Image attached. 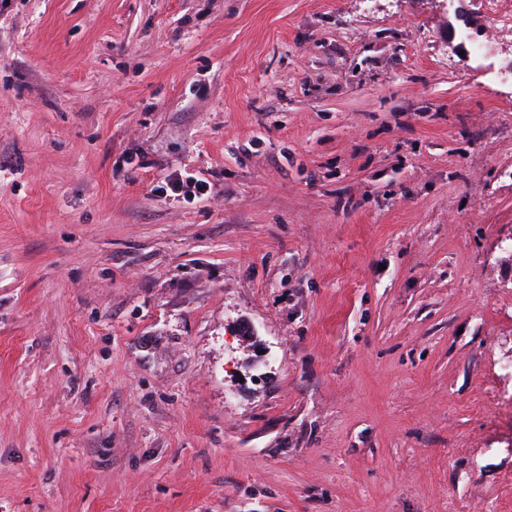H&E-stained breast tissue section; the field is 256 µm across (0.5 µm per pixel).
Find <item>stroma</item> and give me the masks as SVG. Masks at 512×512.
Returning <instances> with one entry per match:
<instances>
[{"instance_id":"1","label":"stroma","mask_w":512,"mask_h":512,"mask_svg":"<svg viewBox=\"0 0 512 512\" xmlns=\"http://www.w3.org/2000/svg\"><path fill=\"white\" fill-rule=\"evenodd\" d=\"M493 24L481 0H0V512L500 500ZM189 172L205 199L166 195Z\"/></svg>"}]
</instances>
